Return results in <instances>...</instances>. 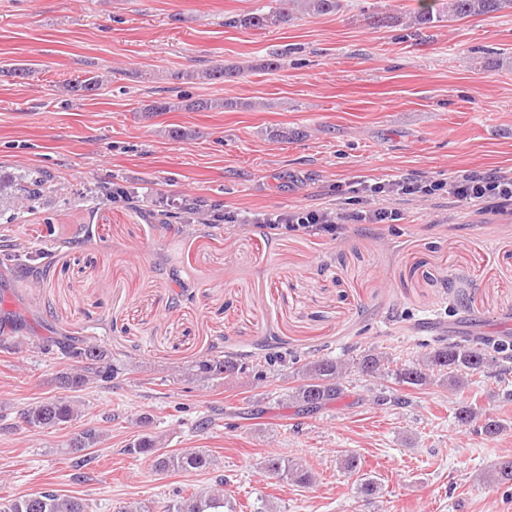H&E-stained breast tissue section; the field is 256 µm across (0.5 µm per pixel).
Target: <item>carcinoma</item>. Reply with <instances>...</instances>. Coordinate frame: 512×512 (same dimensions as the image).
Instances as JSON below:
<instances>
[{
    "label": "carcinoma",
    "mask_w": 512,
    "mask_h": 512,
    "mask_svg": "<svg viewBox=\"0 0 512 512\" xmlns=\"http://www.w3.org/2000/svg\"><path fill=\"white\" fill-rule=\"evenodd\" d=\"M275 5L265 9L256 8L235 16L230 25L244 29H265L286 24L302 15L334 14L343 8V0H273ZM501 11L512 12V0H421L420 6L411 13H395L376 16L377 25L396 24L407 21L412 27H430L444 21L462 20L468 17L489 15ZM244 69L217 63L202 71L179 72L178 80L232 81L239 78ZM103 81L89 71L84 78L66 84L67 91L79 96L101 88ZM25 189L27 209L34 210L43 196L48 183L47 176L32 174L27 177ZM52 354L65 361V366L54 376L57 388L65 392L82 391L93 384H108L120 374L121 366L112 361V354L100 347L89 346L79 336L61 335L52 339ZM361 372L385 376L384 358L375 353H365L353 359ZM489 363L485 349L450 342L446 337L436 340V345L420 358L400 364L392 370L395 383L406 387H419L435 380L448 383V389L457 390L465 385L468 376L481 372ZM261 367V364H246L232 356L220 354L207 356L197 361L189 375L196 380H219L237 372L245 373ZM350 363L334 357L314 358L301 367L300 383L292 388L289 400L298 407L311 405L322 409L342 398L345 393L344 379ZM81 410L65 396L39 401L26 411V420L34 428L65 429L80 419ZM100 432L89 428L81 432L80 438L69 445L68 453L77 455L97 445ZM129 454L143 455L152 460L158 472H196L209 470L215 465L210 454L201 449L186 448L170 452L162 448L161 441L150 434L143 435L125 449ZM261 469L269 478L286 479L293 484L310 488L315 476L302 463L280 456H269L261 462ZM483 481L498 484L512 481V458L498 462L493 469L483 474ZM226 479L217 480V487L194 492L181 501L165 506L163 512H224L229 502L224 498L222 486ZM85 499L58 493L45 488L33 494H25L0 503V512H89Z\"/></svg>",
    "instance_id": "cac0c4a2"
}]
</instances>
